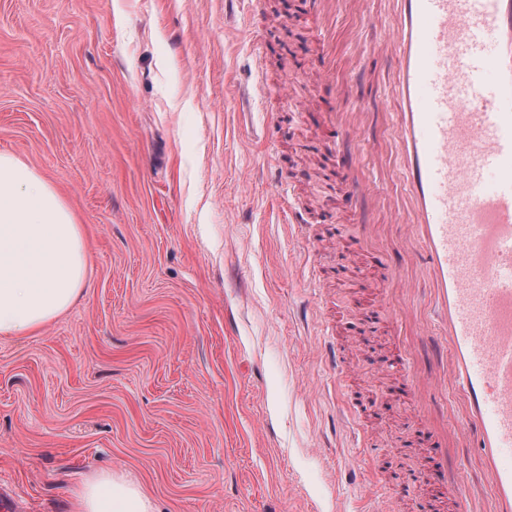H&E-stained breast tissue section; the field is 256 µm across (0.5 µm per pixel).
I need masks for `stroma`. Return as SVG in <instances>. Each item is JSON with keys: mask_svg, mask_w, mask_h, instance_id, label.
Listing matches in <instances>:
<instances>
[{"mask_svg": "<svg viewBox=\"0 0 512 512\" xmlns=\"http://www.w3.org/2000/svg\"><path fill=\"white\" fill-rule=\"evenodd\" d=\"M386 12L374 0L370 21L336 27L376 195L357 219L299 0H0V152L57 189L89 254L65 315L0 337V490L73 512L74 487L117 470L160 512H411L398 465L428 464L394 390L388 271L368 270L361 237L378 228L401 261L378 168L387 61L364 51ZM339 368L387 498L352 446Z\"/></svg>", "mask_w": 512, "mask_h": 512, "instance_id": "obj_1", "label": "stroma"}]
</instances>
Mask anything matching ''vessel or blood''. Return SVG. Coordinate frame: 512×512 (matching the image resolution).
Segmentation results:
<instances>
[{"mask_svg": "<svg viewBox=\"0 0 512 512\" xmlns=\"http://www.w3.org/2000/svg\"><path fill=\"white\" fill-rule=\"evenodd\" d=\"M339 0H303L323 47L332 84V131L349 137L357 106L336 84L330 21ZM382 26L394 64L393 141L401 160L396 217L406 253L425 255V301L433 340L443 350L440 377L425 384L415 368L411 316L393 319L406 394H432L446 409L426 419L420 438L451 512H512V0H390ZM345 186L366 201L357 156H336ZM457 426L480 459L486 485L443 477Z\"/></svg>", "mask_w": 512, "mask_h": 512, "instance_id": "b4317fda", "label": "vessel or blood"}]
</instances>
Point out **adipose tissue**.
<instances>
[{
  "label": "adipose tissue",
  "mask_w": 512,
  "mask_h": 512,
  "mask_svg": "<svg viewBox=\"0 0 512 512\" xmlns=\"http://www.w3.org/2000/svg\"><path fill=\"white\" fill-rule=\"evenodd\" d=\"M85 227L59 192L0 153V335L22 336L66 313L88 283ZM76 512H156L121 473L96 472L73 491Z\"/></svg>",
  "instance_id": "ef3b65f1"
}]
</instances>
